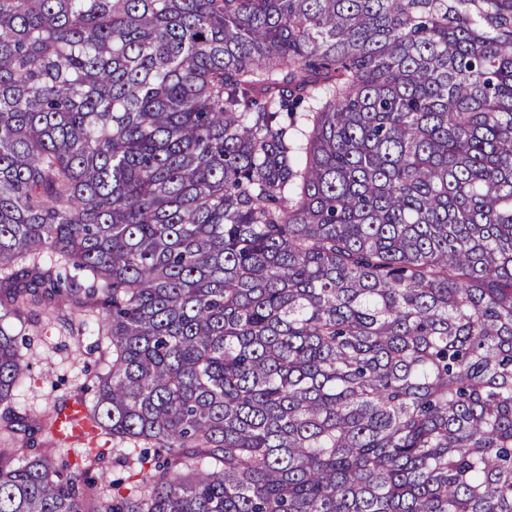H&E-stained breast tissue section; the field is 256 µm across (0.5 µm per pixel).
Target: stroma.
Masks as SVG:
<instances>
[{
    "instance_id": "stroma-1",
    "label": "stroma",
    "mask_w": 512,
    "mask_h": 512,
    "mask_svg": "<svg viewBox=\"0 0 512 512\" xmlns=\"http://www.w3.org/2000/svg\"><path fill=\"white\" fill-rule=\"evenodd\" d=\"M96 307L75 301L51 311L26 308L20 317L27 334L23 353L32 368L14 391L16 414L37 421L51 414L65 396L82 393L93 401L94 373L103 363L96 350Z\"/></svg>"
}]
</instances>
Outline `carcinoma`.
I'll list each match as a JSON object with an SVG mask.
<instances>
[{
  "mask_svg": "<svg viewBox=\"0 0 512 512\" xmlns=\"http://www.w3.org/2000/svg\"><path fill=\"white\" fill-rule=\"evenodd\" d=\"M82 285L0 512H512V0H0L1 433ZM78 301L60 303L50 314L25 308L20 320H13L18 327L21 323L25 327L28 345L23 354L32 368L15 389L11 406L29 421L43 419L61 405L66 394L82 393L85 386L91 391H84L83 398L93 402L92 376L103 370L100 352L95 349L98 310L84 303V295ZM83 321L88 324L78 335ZM97 441L98 446L107 448V450L105 451L106 456L101 459L99 464L95 467L98 468L99 471L103 470L109 481L121 479L124 482V485H127L129 482L135 480L136 478L128 479L131 474L130 470L118 461L120 454L129 452V450L125 448V445L117 444L115 441L112 442V438L103 435L99 436ZM112 448H119L120 451H115V449L112 450Z\"/></svg>",
  "mask_w": 512,
  "mask_h": 512,
  "instance_id": "1",
  "label": "carcinoma"
}]
</instances>
